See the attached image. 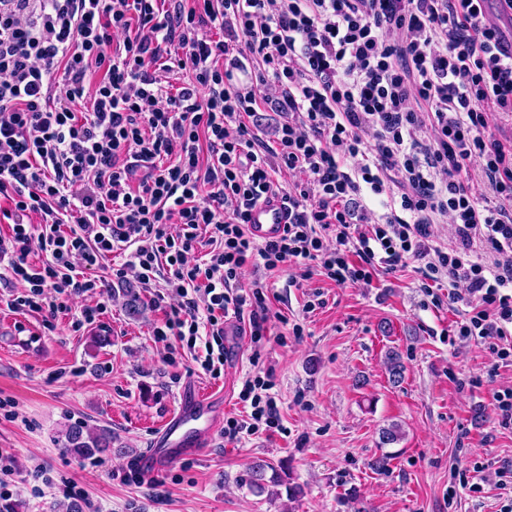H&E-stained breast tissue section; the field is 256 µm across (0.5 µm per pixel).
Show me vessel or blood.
Returning a JSON list of instances; mask_svg holds the SVG:
<instances>
[{
	"instance_id": "b4317fda",
	"label": "vessel or blood",
	"mask_w": 512,
	"mask_h": 512,
	"mask_svg": "<svg viewBox=\"0 0 512 512\" xmlns=\"http://www.w3.org/2000/svg\"><path fill=\"white\" fill-rule=\"evenodd\" d=\"M287 222L288 215L279 197L271 194L254 208L249 232L259 241L272 239L282 234ZM223 415L224 403L221 397L194 390L190 401L182 404L178 414L165 423L162 441L140 458L141 468L155 471L176 455L202 448L206 434L197 429V422H205L213 428L219 424Z\"/></svg>"
}]
</instances>
